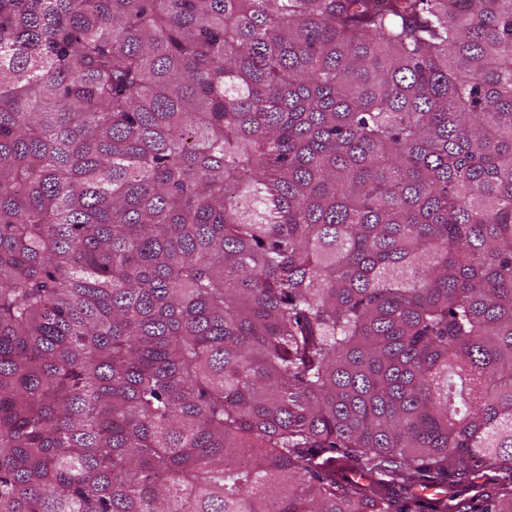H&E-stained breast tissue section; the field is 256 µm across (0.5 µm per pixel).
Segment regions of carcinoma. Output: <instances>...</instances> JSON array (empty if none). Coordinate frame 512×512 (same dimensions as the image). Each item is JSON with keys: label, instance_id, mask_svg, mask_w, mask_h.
<instances>
[{"label": "carcinoma", "instance_id": "cac0c4a2", "mask_svg": "<svg viewBox=\"0 0 512 512\" xmlns=\"http://www.w3.org/2000/svg\"><path fill=\"white\" fill-rule=\"evenodd\" d=\"M512 512V0H0V512Z\"/></svg>", "mask_w": 512, "mask_h": 512}]
</instances>
